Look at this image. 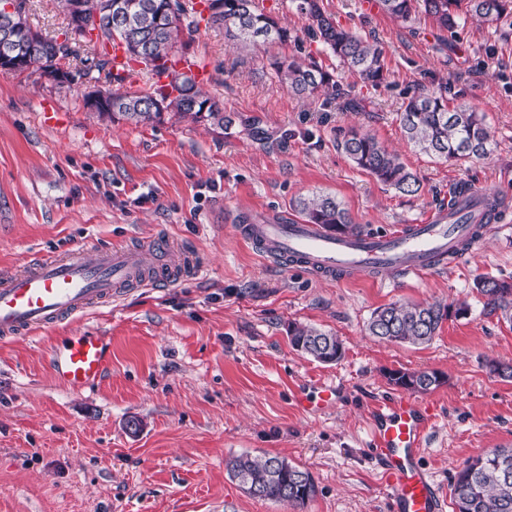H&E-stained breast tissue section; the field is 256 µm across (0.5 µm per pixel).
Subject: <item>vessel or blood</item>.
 <instances>
[{"mask_svg": "<svg viewBox=\"0 0 512 512\" xmlns=\"http://www.w3.org/2000/svg\"><path fill=\"white\" fill-rule=\"evenodd\" d=\"M462 208L442 209L417 224L394 232L338 236L303 221L234 226L238 238L274 260L311 274L348 278L396 271L423 276L445 259L464 258L459 250L472 225L461 223ZM194 252L174 251L156 237L142 246L91 244L62 256H35L25 267L0 277V341L55 328L109 303L128 288L164 286L198 274ZM109 364L103 337L83 330L66 338L53 359L58 381L74 390L97 385ZM434 418L429 401L395 395L373 412L371 446L384 462L383 477L393 512H442V498L432 475L421 464Z\"/></svg>", "mask_w": 512, "mask_h": 512, "instance_id": "1", "label": "vessel or blood"}]
</instances>
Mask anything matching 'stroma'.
Here are the masks:
<instances>
[{
	"instance_id": "1",
	"label": "stroma",
	"mask_w": 512,
	"mask_h": 512,
	"mask_svg": "<svg viewBox=\"0 0 512 512\" xmlns=\"http://www.w3.org/2000/svg\"><path fill=\"white\" fill-rule=\"evenodd\" d=\"M363 0H323L341 26L384 48L387 79L363 86L307 31L290 0H257L296 42L237 51L222 26L200 21L175 48L209 77L202 86L234 124L220 130L164 115L154 123L111 120L84 90L40 73L0 71V274L28 256L92 243L134 246L162 236L193 250L202 271L187 281L138 288L56 329L0 342V512H295L254 498L233 481L227 458L288 457L317 494L302 512H392L370 449L372 408L396 391L388 372L438 371L426 391L434 426L423 465L453 512L451 476L465 459L512 448V323L486 314L474 282L512 278V26L467 21L459 39L438 38L431 18L403 23ZM316 60L363 111L301 99L275 74V59ZM89 49L71 57L101 93L134 92L140 70L116 85ZM448 85V105L486 115L496 147L481 159L445 162L419 152L400 124L405 91ZM57 113L45 125L43 106ZM254 122L257 133L243 130ZM397 151L420 180L406 195L377 182L337 148L349 129ZM498 192L501 215L474 257L424 276L320 278L273 261L230 230L237 215L258 224L299 216L297 200L336 197L371 233L423 220L461 183ZM467 300L424 346L369 336L372 312L392 302ZM335 332L344 356L324 364L293 349L288 327ZM104 336L103 380L76 391L53 376L52 350L78 329ZM334 406L300 405L322 384ZM139 418L143 429L127 428Z\"/></svg>"
}]
</instances>
